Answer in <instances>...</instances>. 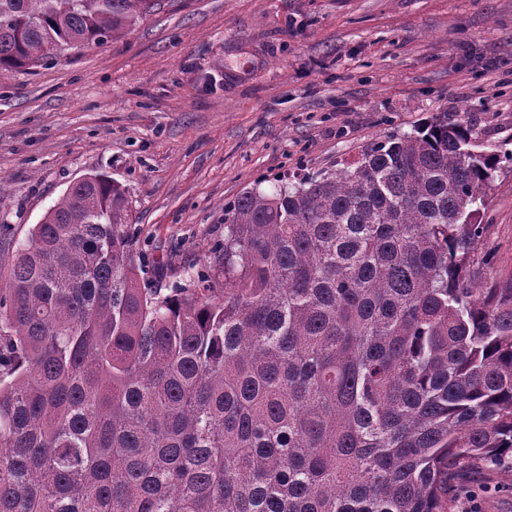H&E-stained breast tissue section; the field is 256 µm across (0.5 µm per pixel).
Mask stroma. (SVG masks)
Instances as JSON below:
<instances>
[{"label": "stroma", "mask_w": 512, "mask_h": 512, "mask_svg": "<svg viewBox=\"0 0 512 512\" xmlns=\"http://www.w3.org/2000/svg\"><path fill=\"white\" fill-rule=\"evenodd\" d=\"M512 148V0H156L103 42L0 82V243L76 179L126 189L144 280L209 262L224 210L441 115ZM481 247L512 281V164ZM512 512V467L463 459L449 496Z\"/></svg>", "instance_id": "1"}]
</instances>
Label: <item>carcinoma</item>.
<instances>
[{
  "instance_id": "1",
  "label": "carcinoma",
  "mask_w": 512,
  "mask_h": 512,
  "mask_svg": "<svg viewBox=\"0 0 512 512\" xmlns=\"http://www.w3.org/2000/svg\"><path fill=\"white\" fill-rule=\"evenodd\" d=\"M155 0H0V81ZM446 117L242 192L212 260L141 286L125 189L72 183L0 272V512H446L512 454L504 157ZM489 207L484 224H494L479 245L495 254L494 275L506 283L512 279V164L502 163L494 182L487 190Z\"/></svg>"
}]
</instances>
